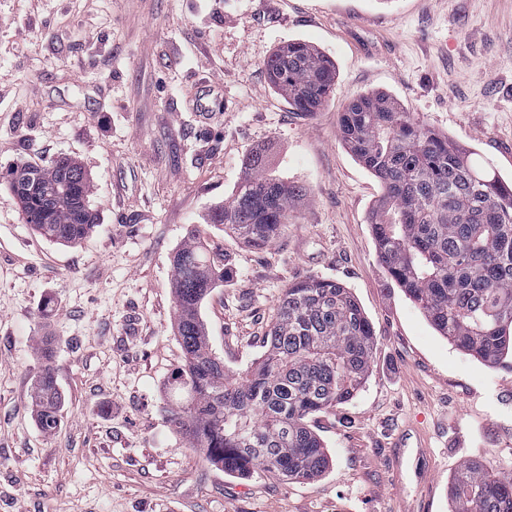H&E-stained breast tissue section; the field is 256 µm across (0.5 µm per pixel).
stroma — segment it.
<instances>
[{"mask_svg": "<svg viewBox=\"0 0 512 512\" xmlns=\"http://www.w3.org/2000/svg\"><path fill=\"white\" fill-rule=\"evenodd\" d=\"M289 40L336 67L318 112L268 80ZM372 91L512 184V0H0V512H451L464 462L512 474V368L441 336L378 261L381 187L339 123ZM259 150L303 189L261 250L203 220ZM63 158L98 214L75 246L35 234L3 180ZM192 231L224 270L201 314L228 376L261 356L291 283L340 282L371 322L367 379L308 419L331 458L313 482L230 476L169 422L171 258ZM47 367L50 433L32 401ZM408 425L427 448L396 470L388 443ZM33 400L39 409L37 419L40 427L45 432H52L59 425L62 398L50 369H45L36 379Z\"/></svg>", "mask_w": 512, "mask_h": 512, "instance_id": "1", "label": "stroma"}]
</instances>
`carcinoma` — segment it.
Returning a JSON list of instances; mask_svg holds the SVG:
<instances>
[{"instance_id": "obj_1", "label": "carcinoma", "mask_w": 512, "mask_h": 512, "mask_svg": "<svg viewBox=\"0 0 512 512\" xmlns=\"http://www.w3.org/2000/svg\"><path fill=\"white\" fill-rule=\"evenodd\" d=\"M264 66L297 112L320 111L334 91L335 64L304 41L280 45ZM340 128L351 155L382 188L372 232L390 278L459 349L493 365L512 357V186L387 93L353 97ZM33 176L50 185L51 198L23 197L25 223L60 245L88 237L97 215L83 165L73 158L22 165L8 172L9 187L23 188ZM302 192L269 174L264 154L255 152L231 200L213 207L208 223L262 249L288 223ZM223 276L193 237L173 256L182 357L167 388L169 421L229 474L313 481L331 460L307 420L350 400L366 380L371 323L342 284L310 276L285 289L255 366L230 378L199 316ZM33 400L40 427L55 430L62 398L50 370L36 379ZM452 503L454 512H512V475L465 462L452 478Z\"/></svg>"}]
</instances>
